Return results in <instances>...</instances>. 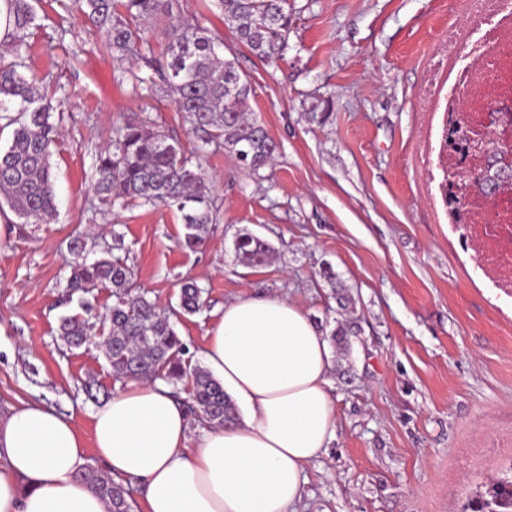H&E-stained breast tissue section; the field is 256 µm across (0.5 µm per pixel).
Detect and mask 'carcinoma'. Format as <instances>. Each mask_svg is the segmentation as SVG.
Returning a JSON list of instances; mask_svg holds the SVG:
<instances>
[{
  "instance_id": "cac0c4a2",
  "label": "carcinoma",
  "mask_w": 512,
  "mask_h": 512,
  "mask_svg": "<svg viewBox=\"0 0 512 512\" xmlns=\"http://www.w3.org/2000/svg\"><path fill=\"white\" fill-rule=\"evenodd\" d=\"M13 17L14 59L0 56V106L19 105L18 113L0 114V120L15 126L7 149L0 150V200L21 224L46 222L56 212L52 181V155L57 139L52 102L36 79L21 71V49L28 46L35 14L29 0H7ZM78 9L105 37V47L119 61L132 65L140 60L156 69L159 81L134 76L132 91L151 97L163 90L173 97L176 111L192 126L203 151L210 145L224 146L237 163L256 174L270 165L278 146L245 106L251 87L235 62L218 55L219 37L200 26L178 21L180 0H75ZM224 21L238 41L263 61L275 63L288 50L292 17L288 0H217ZM165 19L163 35L166 57L148 56L150 43L144 23ZM94 190L101 202H138L166 207L181 214L184 244L199 246L207 226L214 221L204 171L190 164L170 137L145 113L125 118L112 130V140L95 160ZM234 251L244 266L264 265L272 248L253 234L236 238ZM69 296H77L80 308L89 312L85 295L105 288L115 298L104 322L108 336L99 348L118 379L156 381L170 385L188 380L186 407L203 425L222 427L237 418L236 408L220 381L207 369L184 358L186 348L170 321L144 291L135 290L132 270L112 252L88 260L86 244H70ZM203 307L202 289L188 280L180 289L174 314L193 315ZM89 324L79 315H64L58 335L73 349L88 342ZM355 335L354 321L337 323L330 332L333 346L348 351ZM80 479L106 504L107 512H132L127 485L98 469L85 465ZM470 512H512V477L491 481L482 496L469 504Z\"/></svg>"
}]
</instances>
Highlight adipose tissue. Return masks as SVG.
I'll return each mask as SVG.
<instances>
[{
  "label": "adipose tissue",
  "mask_w": 512,
  "mask_h": 512,
  "mask_svg": "<svg viewBox=\"0 0 512 512\" xmlns=\"http://www.w3.org/2000/svg\"><path fill=\"white\" fill-rule=\"evenodd\" d=\"M244 413L190 442L169 387L133 382L93 413L110 475L142 488L146 512H291L306 465L336 431L332 346L292 301L256 293L224 306L203 353ZM0 512H106L78 477L84 442L71 418L37 403L0 421Z\"/></svg>",
  "instance_id": "adipose-tissue-1"
}]
</instances>
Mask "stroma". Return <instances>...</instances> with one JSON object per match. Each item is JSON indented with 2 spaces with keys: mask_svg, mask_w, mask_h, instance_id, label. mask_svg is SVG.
Listing matches in <instances>:
<instances>
[{
  "mask_svg": "<svg viewBox=\"0 0 512 512\" xmlns=\"http://www.w3.org/2000/svg\"><path fill=\"white\" fill-rule=\"evenodd\" d=\"M284 60L269 65L239 43L213 0H181L182 19L222 37L250 85L248 110L278 145L254 175L225 151H202L171 101L118 83L104 36L70 0H37L25 73L61 104L52 157L58 215L19 223L0 212V419L20 401L71 417L91 447L95 408L83 384L115 379L96 345L67 347L73 240L89 259L119 247L138 289L159 306L195 280L205 305L175 329L201 363L225 303L246 291L290 299L316 325L336 316L322 269L356 301L350 353L330 372L336 436L306 468L296 512H463L491 479L512 473V297L476 270L442 198L443 86L448 32L478 26L469 0H289ZM331 97L326 123L309 114ZM149 109L209 177L217 214L198 249L183 246L178 212L100 204L94 161L112 128ZM274 250L238 264L234 241ZM234 251L237 260L250 268L264 265L269 261L273 252L266 241L249 233L236 238Z\"/></svg>",
  "mask_w": 512,
  "mask_h": 512,
  "instance_id": "stroma-1",
  "label": "stroma"
}]
</instances>
